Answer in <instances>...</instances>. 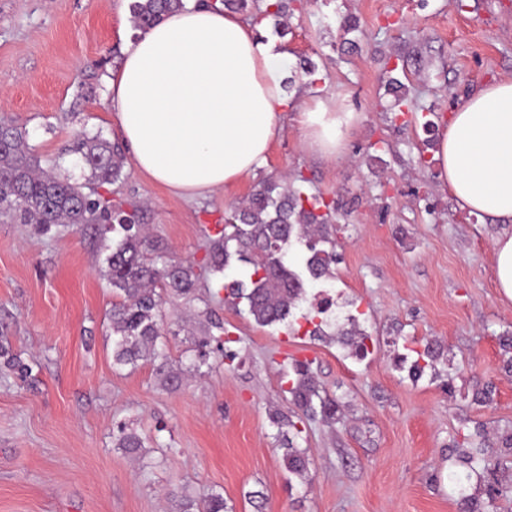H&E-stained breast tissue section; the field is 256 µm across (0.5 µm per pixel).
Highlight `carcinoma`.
Here are the masks:
<instances>
[{
  "label": "carcinoma",
  "instance_id": "obj_1",
  "mask_svg": "<svg viewBox=\"0 0 512 512\" xmlns=\"http://www.w3.org/2000/svg\"><path fill=\"white\" fill-rule=\"evenodd\" d=\"M185 6L184 0H133L130 13L134 28L143 31L167 13ZM288 0H270L265 9L253 15L254 23L266 17L277 19L278 31L288 29ZM89 171L87 185L71 181L60 162L46 166L30 148L27 135L21 128L0 120V219L11 224H35L44 230L53 226L81 227L100 225V236L112 234L107 246L104 276L112 286V308L108 312L112 335V362L118 368L132 370L143 364L153 367L159 382L176 389L188 375L203 374L202 368H212L207 347L215 341L218 350L227 358L234 354L225 350L232 342L224 337V323L216 318L213 303H245L247 314L261 326L287 324L294 326L295 311L307 301L308 287L334 278L336 264L333 200L307 195L295 187L303 178L265 180L240 206L224 213L220 236L208 240L206 263L198 266L189 260H175L154 242L145 225L140 222V207L112 202L97 188L121 180L125 151L100 134H79L68 146ZM297 243L305 244L309 255L297 261L291 254ZM248 266L247 280L234 279L224 285V296L209 293L208 299L199 296V285L212 276L224 274L232 261ZM179 300L189 308V315L164 327V304ZM202 306H195V302ZM327 308L318 303L301 318L313 329L307 334L318 340L336 341L348 347L359 360L367 357V341L371 334L361 326L356 315L347 323L334 324L331 333L323 329L325 320L315 322ZM185 337L193 356L188 363L175 366L167 352V337ZM406 353L400 362L410 363L409 375L421 377L426 370L435 369L441 352L433 344L421 348L404 346ZM0 358L5 367L19 378L31 375V363L5 346H0ZM287 392L294 415L299 421L320 415L327 424L336 422V402L321 395L310 363L295 361ZM115 448L123 453L142 457L145 442L136 429L124 424L118 427ZM279 446L282 462L288 473L300 478L310 475L307 452L298 448L287 434H281ZM457 490L464 494L468 512H484L485 499L503 493L488 486L467 493L463 480L449 476ZM178 512H228L224 495L210 492L200 497L182 496Z\"/></svg>",
  "mask_w": 512,
  "mask_h": 512
}]
</instances>
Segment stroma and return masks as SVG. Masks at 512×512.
Masks as SVG:
<instances>
[{
	"mask_svg": "<svg viewBox=\"0 0 512 512\" xmlns=\"http://www.w3.org/2000/svg\"><path fill=\"white\" fill-rule=\"evenodd\" d=\"M130 3L0 0V118L77 182L86 168L62 154L73 137L120 139L108 78L134 34ZM344 17L357 43L340 28ZM288 27L292 103L264 167L189 200L130 163L100 192L140 203L167 255L198 262L225 210L261 181L301 174L307 192L339 204L345 229L330 293L337 316L366 320L371 353L356 361L338 344L259 327L224 305L234 359L164 388L150 365L112 364L99 233L0 223V342L33 364L27 381L0 366V512H174L169 495L181 490L220 492L229 512H464L448 480L464 426L480 427L473 443L490 449L512 431V374L498 344L512 332V301L494 272L504 228L457 205L424 125L443 127L460 98L512 79V0H309ZM303 59L316 66L314 82ZM392 77L407 85L405 100L389 89ZM319 89L365 116L335 162L302 147L295 121ZM395 336L450 349L453 383L396 370ZM294 358L311 360L346 404L334 426L304 423L308 483L284 468L268 415L292 409ZM486 390L490 401L476 402ZM120 421L144 438L143 460L115 447Z\"/></svg>",
	"mask_w": 512,
	"mask_h": 512,
	"instance_id": "35a3bbf8",
	"label": "stroma"
}]
</instances>
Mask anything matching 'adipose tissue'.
<instances>
[{"label":"adipose tissue","instance_id":"1","mask_svg":"<svg viewBox=\"0 0 512 512\" xmlns=\"http://www.w3.org/2000/svg\"><path fill=\"white\" fill-rule=\"evenodd\" d=\"M258 26L192 0L138 32L109 79V100L137 170L171 194L196 198L262 168L288 110L289 57ZM335 95L297 114L304 149L334 161L363 121ZM433 160L458 205L512 223V79L461 99Z\"/></svg>","mask_w":512,"mask_h":512}]
</instances>
